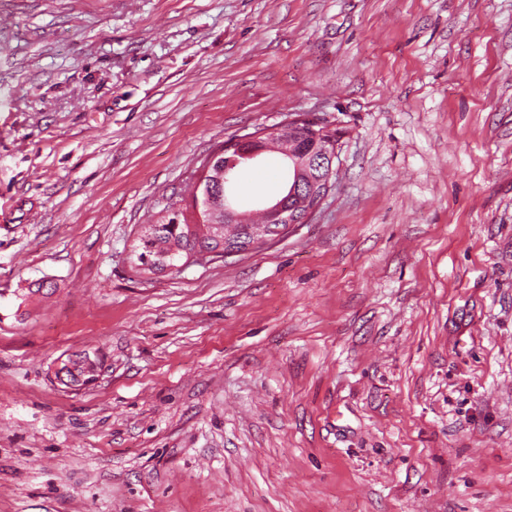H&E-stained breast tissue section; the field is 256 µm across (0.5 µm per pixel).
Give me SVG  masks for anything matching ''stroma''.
<instances>
[{"instance_id": "35a3bbf8", "label": "stroma", "mask_w": 512, "mask_h": 512, "mask_svg": "<svg viewBox=\"0 0 512 512\" xmlns=\"http://www.w3.org/2000/svg\"><path fill=\"white\" fill-rule=\"evenodd\" d=\"M299 115L306 223L134 272ZM0 512H512V0H0ZM283 152L281 153L283 155ZM284 159L287 166L292 172V178L294 186L292 189V195L295 194V190L300 188L303 182L308 181L314 188L318 185H322L323 190L328 193L330 190V183L332 176L335 177L336 173L333 168L335 159H337V150L335 153L331 151H317L315 145L304 148L286 151L284 153ZM319 171L320 174H316L315 171ZM292 178L288 182L287 187L282 192L284 195H290V188L292 186Z\"/></svg>"}]
</instances>
